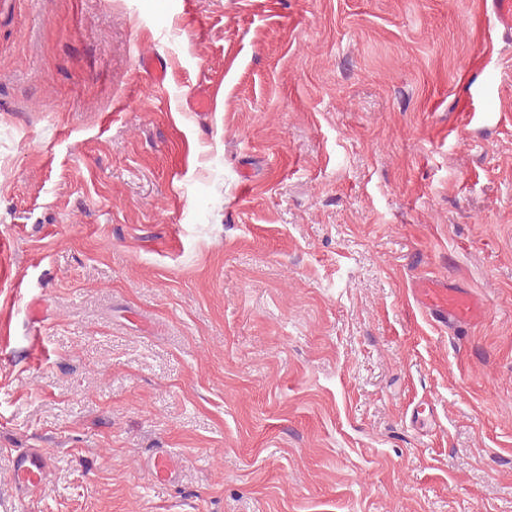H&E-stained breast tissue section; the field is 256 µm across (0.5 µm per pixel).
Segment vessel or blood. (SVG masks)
<instances>
[{"label": "vessel or blood", "instance_id": "obj_1", "mask_svg": "<svg viewBox=\"0 0 512 512\" xmlns=\"http://www.w3.org/2000/svg\"><path fill=\"white\" fill-rule=\"evenodd\" d=\"M410 293L426 319L446 331L472 328L486 312L483 299L473 289L445 279L419 281ZM51 468L50 456L41 449L21 450L14 458L11 482L22 494L36 492L44 486Z\"/></svg>", "mask_w": 512, "mask_h": 512}]
</instances>
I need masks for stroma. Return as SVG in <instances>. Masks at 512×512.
Wrapping results in <instances>:
<instances>
[{"instance_id": "1", "label": "stroma", "mask_w": 512, "mask_h": 512, "mask_svg": "<svg viewBox=\"0 0 512 512\" xmlns=\"http://www.w3.org/2000/svg\"><path fill=\"white\" fill-rule=\"evenodd\" d=\"M2 270L0 512H512V0H20ZM410 293L426 319L445 331L470 329L486 312V304L472 288H464L447 279L421 280L410 288ZM52 468L49 455L40 448H26L14 458L11 482L22 495L40 490Z\"/></svg>"}]
</instances>
